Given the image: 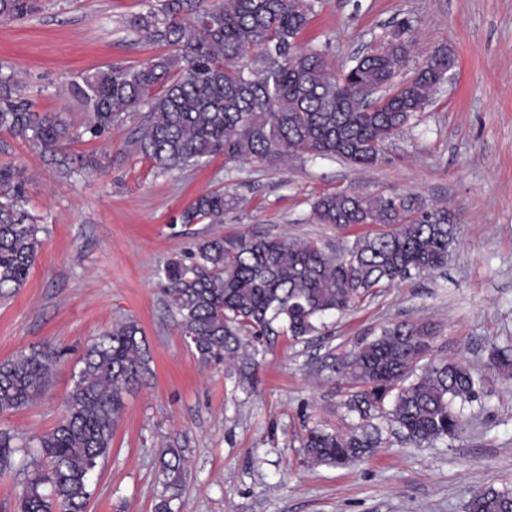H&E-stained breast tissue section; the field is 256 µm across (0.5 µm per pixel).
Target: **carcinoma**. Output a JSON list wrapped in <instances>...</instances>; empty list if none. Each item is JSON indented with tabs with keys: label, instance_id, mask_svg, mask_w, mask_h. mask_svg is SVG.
<instances>
[{
	"label": "carcinoma",
	"instance_id": "1",
	"mask_svg": "<svg viewBox=\"0 0 512 512\" xmlns=\"http://www.w3.org/2000/svg\"><path fill=\"white\" fill-rule=\"evenodd\" d=\"M317 3L159 0L129 27L169 52L69 83L68 95L87 112L83 131H74L60 112L39 110L19 93L15 72L0 70V133L31 145L64 176L94 169L92 160L65 150L67 143L110 134L139 111L130 146L163 173L220 153L227 166L256 160L277 169L304 155L373 164L385 143L429 105L455 57L441 48L406 75L415 27L403 18L337 76L322 50L298 48ZM35 10V0H0V22ZM25 182L23 169L0 164L1 299L27 284L40 245L39 218L22 204ZM240 204L234 191L211 190L195 197L177 221L222 224L224 213ZM312 211L322 224L385 230L337 253L311 240L205 237L166 261L163 297L200 362L229 363L281 331L305 341L326 328V318L357 308L377 289L444 268L456 243L455 215L445 208L424 211L406 198L343 191L317 197ZM428 339L424 327L395 321L332 356L329 371L355 389L342 408L359 423L349 430L306 428L308 464L354 466L378 446L385 422L417 447L457 437L465 405L480 397L481 375L461 361L422 363ZM66 354L46 346L0 361V414L41 398L52 367ZM486 368L512 380V347L492 350ZM149 371L142 329L131 319L118 322L87 344L52 429L30 440L0 430L1 470L24 453L18 512H87L91 474L112 452L124 395ZM185 488L182 449L163 450L154 512H178ZM465 510L512 512V490L490 484Z\"/></svg>",
	"mask_w": 512,
	"mask_h": 512
}]
</instances>
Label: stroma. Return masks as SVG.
I'll use <instances>...</instances> for the list:
<instances>
[{"label":"stroma","instance_id":"stroma-1","mask_svg":"<svg viewBox=\"0 0 512 512\" xmlns=\"http://www.w3.org/2000/svg\"><path fill=\"white\" fill-rule=\"evenodd\" d=\"M154 2L36 0L32 15L0 23V64L42 110L82 128L86 112L61 88L165 53L126 26ZM405 17L416 27V61L445 46L457 63L375 164L303 156L279 170L256 161L228 168L218 155L163 173L130 149L133 118L111 137L72 143L96 159L90 174L60 176L17 140L0 154L24 169L23 202L44 220L26 286L0 299V361L47 344L69 350L45 397L0 414V429L29 438L53 428L84 346L117 322H138L152 358L151 377L125 397L88 512H153L156 461L169 446L189 465L180 512H463L485 485L512 488V384L484 368L491 346L512 345V0H321L299 43L326 47L338 73ZM227 186L243 197L240 210L220 224H178L195 196ZM343 190L448 207L460 223L447 266L382 289L310 341L261 345L251 383L240 381L245 361L203 366L167 311L164 263L197 238L244 232L339 250L375 230L314 218L316 197ZM399 320L428 328L433 358L483 369L459 437L416 447L387 429L352 468L302 464L305 427L338 425L349 393L324 370L326 356Z\"/></svg>","mask_w":512,"mask_h":512}]
</instances>
